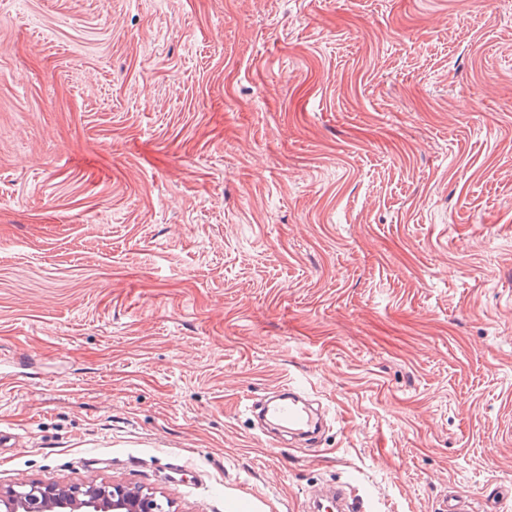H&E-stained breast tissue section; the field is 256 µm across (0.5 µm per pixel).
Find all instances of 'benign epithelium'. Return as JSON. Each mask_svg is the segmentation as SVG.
I'll list each match as a JSON object with an SVG mask.
<instances>
[{
  "mask_svg": "<svg viewBox=\"0 0 512 512\" xmlns=\"http://www.w3.org/2000/svg\"><path fill=\"white\" fill-rule=\"evenodd\" d=\"M7 512H154L157 504L138 491L89 484L41 485L28 493L10 489L0 492Z\"/></svg>",
  "mask_w": 512,
  "mask_h": 512,
  "instance_id": "benign-epithelium-1",
  "label": "benign epithelium"
}]
</instances>
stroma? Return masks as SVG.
Instances as JSON below:
<instances>
[{"label": "stroma", "mask_w": 512, "mask_h": 512, "mask_svg": "<svg viewBox=\"0 0 512 512\" xmlns=\"http://www.w3.org/2000/svg\"><path fill=\"white\" fill-rule=\"evenodd\" d=\"M0 434L164 512L512 485V0H0ZM288 390L279 394L263 405L262 411L265 419L277 426L279 434L293 437L306 436L314 433L320 425V414L309 403L302 400L295 390H304L292 385L286 384ZM289 393V397H288ZM287 394V395H285Z\"/></svg>", "instance_id": "1"}]
</instances>
